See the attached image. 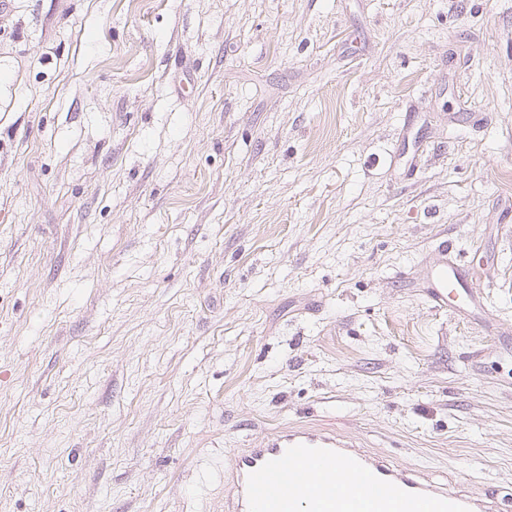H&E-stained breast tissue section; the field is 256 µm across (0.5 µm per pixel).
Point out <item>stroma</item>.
I'll return each instance as SVG.
<instances>
[{
  "label": "stroma",
  "mask_w": 512,
  "mask_h": 512,
  "mask_svg": "<svg viewBox=\"0 0 512 512\" xmlns=\"http://www.w3.org/2000/svg\"><path fill=\"white\" fill-rule=\"evenodd\" d=\"M0 12V512H224L322 424L512 498V0ZM421 288H425L430 308L435 311L450 307L453 314L466 318L473 309L483 306L485 285L469 268L446 256L433 265ZM450 296L455 298L454 306L448 304Z\"/></svg>",
  "instance_id": "35a3bbf8"
}]
</instances>
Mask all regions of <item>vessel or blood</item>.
<instances>
[{"instance_id":"obj_1","label":"vessel or blood","mask_w":512,"mask_h":512,"mask_svg":"<svg viewBox=\"0 0 512 512\" xmlns=\"http://www.w3.org/2000/svg\"><path fill=\"white\" fill-rule=\"evenodd\" d=\"M431 309L465 317L485 286L469 268L438 259L425 283ZM224 512H503L494 489L476 495L389 463L358 437L292 425L237 449L224 467Z\"/></svg>"}]
</instances>
